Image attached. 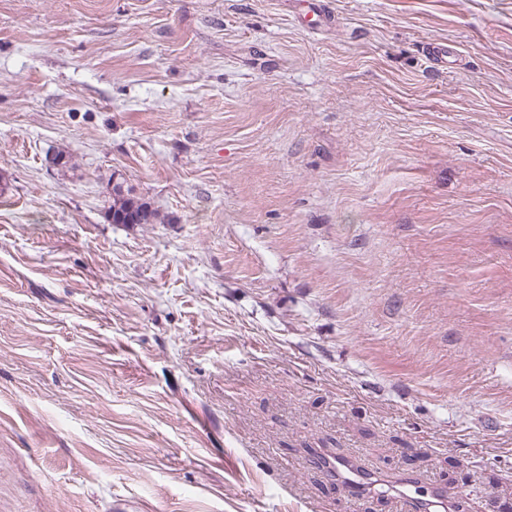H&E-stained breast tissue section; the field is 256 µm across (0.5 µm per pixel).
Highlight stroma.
I'll return each mask as SVG.
<instances>
[{"instance_id":"35a3bbf8","label":"stroma","mask_w":512,"mask_h":512,"mask_svg":"<svg viewBox=\"0 0 512 512\" xmlns=\"http://www.w3.org/2000/svg\"><path fill=\"white\" fill-rule=\"evenodd\" d=\"M316 2L0 0V512H512V0ZM112 213L114 218L117 215L123 217L122 224H155L160 219L159 213L149 202L131 196L128 191L125 193L121 182L112 188V201L106 211L110 222Z\"/></svg>"}]
</instances>
